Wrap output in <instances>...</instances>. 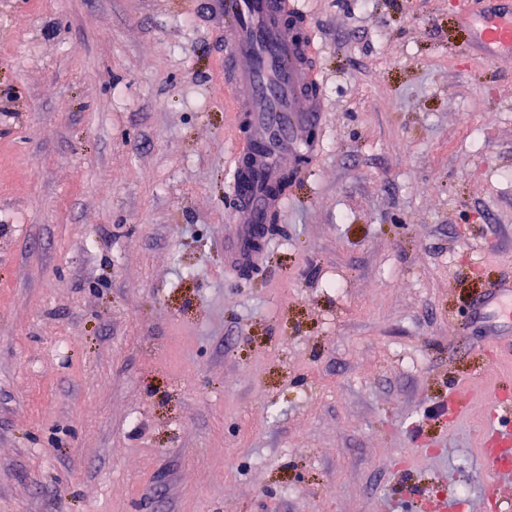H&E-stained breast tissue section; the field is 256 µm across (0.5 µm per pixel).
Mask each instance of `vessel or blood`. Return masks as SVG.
Returning a JSON list of instances; mask_svg holds the SVG:
<instances>
[{
	"instance_id": "obj_1",
	"label": "vessel or blood",
	"mask_w": 512,
	"mask_h": 512,
	"mask_svg": "<svg viewBox=\"0 0 512 512\" xmlns=\"http://www.w3.org/2000/svg\"><path fill=\"white\" fill-rule=\"evenodd\" d=\"M479 21L459 11L471 35L468 54L489 58L512 53V0H498ZM212 20L224 31V85L247 116L246 147L232 173L236 237L224 252L234 270L257 265L253 242L276 217L287 196L277 187L314 152L307 132L322 125L326 107L313 66L315 32L299 36L307 23L305 0H207ZM492 320L512 327V282L491 285L483 297Z\"/></svg>"
}]
</instances>
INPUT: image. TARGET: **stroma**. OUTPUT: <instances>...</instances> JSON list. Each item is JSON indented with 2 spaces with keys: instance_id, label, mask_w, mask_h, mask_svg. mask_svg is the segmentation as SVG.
<instances>
[{
  "instance_id": "obj_1",
  "label": "stroma",
  "mask_w": 512,
  "mask_h": 512,
  "mask_svg": "<svg viewBox=\"0 0 512 512\" xmlns=\"http://www.w3.org/2000/svg\"><path fill=\"white\" fill-rule=\"evenodd\" d=\"M328 110L258 266L201 0H0V512H492L512 54L460 0H307ZM493 1H498L499 7L492 9L478 22L474 23L464 8L458 13L460 22L471 30L465 48L470 55L483 54L487 58H496L499 52L512 53V2ZM482 298V304H491L492 320L512 327V282L492 284Z\"/></svg>"
}]
</instances>
